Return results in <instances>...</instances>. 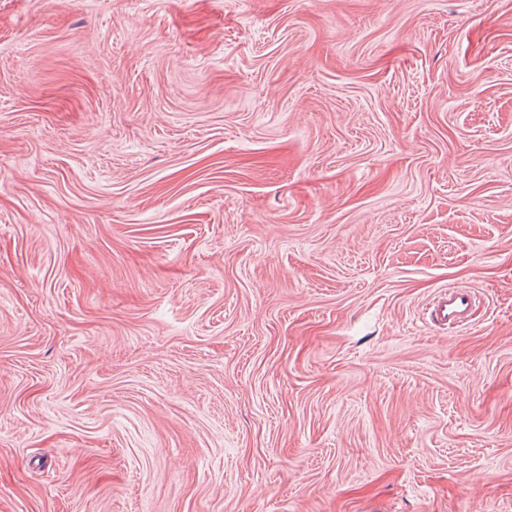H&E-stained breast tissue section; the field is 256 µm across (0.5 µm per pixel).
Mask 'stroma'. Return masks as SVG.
Instances as JSON below:
<instances>
[{
	"mask_svg": "<svg viewBox=\"0 0 512 512\" xmlns=\"http://www.w3.org/2000/svg\"><path fill=\"white\" fill-rule=\"evenodd\" d=\"M0 512H512V0H0ZM473 296L469 290L453 288L441 296L431 315L443 324H464L468 321Z\"/></svg>",
	"mask_w": 512,
	"mask_h": 512,
	"instance_id": "35a3bbf8",
	"label": "stroma"
}]
</instances>
